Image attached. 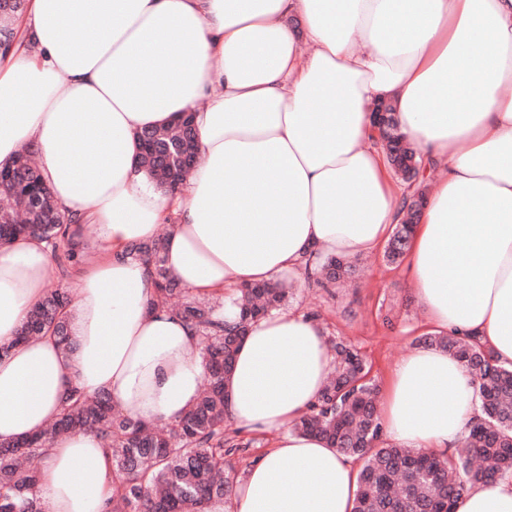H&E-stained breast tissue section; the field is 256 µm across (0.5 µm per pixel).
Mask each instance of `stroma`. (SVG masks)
I'll return each instance as SVG.
<instances>
[{"label": "stroma", "mask_w": 512, "mask_h": 512, "mask_svg": "<svg viewBox=\"0 0 512 512\" xmlns=\"http://www.w3.org/2000/svg\"><path fill=\"white\" fill-rule=\"evenodd\" d=\"M359 276L350 288H318L293 280L292 311L319 314L329 336L353 344L370 376L386 389L395 365L431 325L411 293L401 268L388 266L382 252L359 257Z\"/></svg>", "instance_id": "1"}]
</instances>
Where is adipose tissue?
Returning <instances> with one entry per match:
<instances>
[{
  "label": "adipose tissue",
  "instance_id": "adipose-tissue-1",
  "mask_svg": "<svg viewBox=\"0 0 512 512\" xmlns=\"http://www.w3.org/2000/svg\"><path fill=\"white\" fill-rule=\"evenodd\" d=\"M0 47V168L34 146L57 203L98 229L69 309L73 352L45 336L0 356V443L43 431L73 387L107 391L144 422L197 400L195 333L153 305L128 247L168 217L170 272L223 295L303 274L313 254L376 251L406 214L373 109L443 175L421 199L405 257L435 331L479 337L512 365V0H26ZM97 33L93 41L82 30ZM194 116L198 161L159 193L139 133ZM50 252L0 245V344L46 294ZM335 355L322 322L277 311L250 324L224 388L228 422L271 437L231 499L208 512H352L357 474L336 449L296 434ZM480 415L470 374L418 347L395 367L387 442L450 454ZM102 440L60 434L45 453L46 512H105ZM458 512H512V480L471 487Z\"/></svg>",
  "mask_w": 512,
  "mask_h": 512
}]
</instances>
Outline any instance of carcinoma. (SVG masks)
<instances>
[{
  "label": "carcinoma",
  "mask_w": 512,
  "mask_h": 512,
  "mask_svg": "<svg viewBox=\"0 0 512 512\" xmlns=\"http://www.w3.org/2000/svg\"><path fill=\"white\" fill-rule=\"evenodd\" d=\"M384 139L394 173L412 171L417 183L418 153L397 133L388 113ZM146 144L141 162L161 188L177 189L186 175L182 156L196 148L192 120L169 127H151L139 134ZM0 196L9 207L0 209V244L19 235L45 241L61 270L73 268L81 256L69 239L72 218L56 203L43 182L30 152L21 151L0 179ZM416 212L395 225L384 257L401 264L408 250ZM166 234L135 243L128 254L151 274L153 304L175 313L200 338L204 387L198 401L174 422L153 427L119 412L110 394L87 396L75 389L60 416L44 435L0 445V512H45L37 495L43 456L40 448L59 434L91 432L103 438L111 453L112 496L106 512H207L209 503L229 497L238 473L227 456L256 443L239 430H229L224 410V384L235 352L250 323L279 309L288 297L284 282L240 289L234 304L239 320L219 317L224 302L193 296L166 268ZM352 261L331 256L307 277L317 285L334 283L352 270ZM71 298L58 289L48 291L31 309L15 342L50 334L68 353L75 345L67 321ZM422 347L442 349L456 358L476 384L481 415L471 426L464 449L451 455L402 448L383 439L377 409V386L357 348L343 339H329L335 368L318 400L293 424L302 435H317L341 454L362 462L353 512H458L468 488L512 476V368L495 363L476 336L424 333Z\"/></svg>",
  "instance_id": "1"
}]
</instances>
